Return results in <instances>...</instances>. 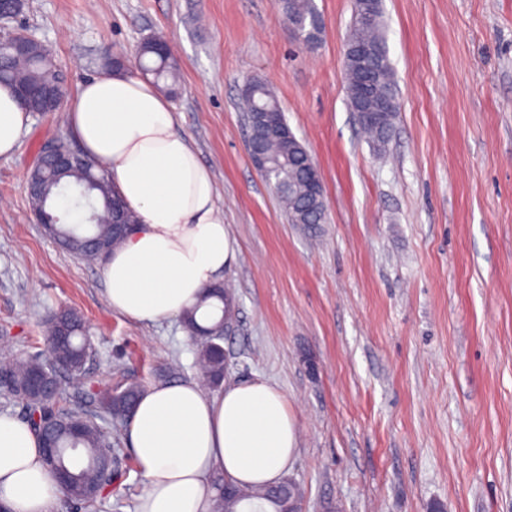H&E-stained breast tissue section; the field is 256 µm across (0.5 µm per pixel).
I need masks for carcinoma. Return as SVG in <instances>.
Returning a JSON list of instances; mask_svg holds the SVG:
<instances>
[{
    "label": "carcinoma",
    "mask_w": 512,
    "mask_h": 512,
    "mask_svg": "<svg viewBox=\"0 0 512 512\" xmlns=\"http://www.w3.org/2000/svg\"><path fill=\"white\" fill-rule=\"evenodd\" d=\"M276 5L286 20H291L299 32L298 42L313 46L318 41L321 15L315 0H276ZM23 30L0 41V84L47 86L53 90V101L42 98L19 100L28 112H50L63 106L66 86L63 74L55 66L50 47L39 40L28 43L23 53L14 51L15 39ZM348 43L368 49L364 59L348 58L343 61L346 88H351L366 69L377 78L378 96L391 101V111L358 122L377 150L388 143L399 109L393 66L384 33L382 10L368 17L360 9H354ZM135 69L143 76L152 78L170 93H176L180 61L171 52L157 50V41L141 42L133 56ZM243 99L247 111L272 116L281 128L288 127L279 100L269 86L257 79L245 83ZM248 143H257L268 158V170L263 178L277 195L293 224L326 223V206L309 196L306 181L316 173V162L307 149L299 147L288 137L265 132L257 126L249 129ZM38 189L30 195L33 211L45 213L50 219L47 236L64 252L77 257L101 260L106 253L94 248V243H106L113 251L122 247L128 236L116 231L112 224V203L119 195L112 188L110 173L96 160L73 163L63 171L43 168L36 174ZM233 299L213 289L208 290L191 308L184 311L180 320L193 338L200 339L197 363L212 385L224 380L226 365L218 345L224 340L225 316L231 314ZM85 322L73 309L61 308L42 326L44 352L20 360H12L0 366V375L9 381L4 390L19 398L26 409L27 422L39 430L35 415L62 417L66 421L80 423L78 432L67 427L57 432V464L67 465L73 479L64 484L65 497L82 512H95L98 500L112 486L120 473V462H112L110 479L104 477L106 452L112 448V433L104 430L91 415L61 405V386L53 395L46 397L28 390L30 377L37 373L57 376L63 371L69 383L78 391L91 387L85 371L89 346L84 336ZM143 389L139 384H118L93 392L98 408L112 418L129 421L133 418ZM214 484L219 489L216 509H236L242 502L263 501L272 512H288V505L298 502L301 488L286 479L275 485L245 487L228 484L218 476Z\"/></svg>",
    "instance_id": "carcinoma-1"
}]
</instances>
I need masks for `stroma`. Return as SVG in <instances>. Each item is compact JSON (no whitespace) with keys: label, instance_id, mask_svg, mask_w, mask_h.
Returning a JSON list of instances; mask_svg holds the SVG:
<instances>
[{"label":"stroma","instance_id":"obj_1","mask_svg":"<svg viewBox=\"0 0 512 512\" xmlns=\"http://www.w3.org/2000/svg\"><path fill=\"white\" fill-rule=\"evenodd\" d=\"M315 2L313 50L275 0H26L0 35L44 40L73 88L100 74L104 49L128 56L152 35L174 47L176 129L212 175L236 250L228 377L287 397L301 512H512V0H382L400 112L381 155L343 78L354 0ZM251 78L315 158L326 223H291L255 168ZM66 131L63 113L32 115L0 158V360L39 351L41 324L67 307L88 328L94 387L198 380L178 319L112 310L101 266L36 223L26 172ZM62 392L118 450L122 476L97 512H137L126 426Z\"/></svg>","mask_w":512,"mask_h":512}]
</instances>
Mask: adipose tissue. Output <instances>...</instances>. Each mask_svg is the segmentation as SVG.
Returning a JSON list of instances; mask_svg holds the SVG:
<instances>
[{
  "label": "adipose tissue",
  "mask_w": 512,
  "mask_h": 512,
  "mask_svg": "<svg viewBox=\"0 0 512 512\" xmlns=\"http://www.w3.org/2000/svg\"><path fill=\"white\" fill-rule=\"evenodd\" d=\"M64 120L139 221L103 266L108 304L138 322L179 316L220 282L235 251L212 176L177 132L172 106L150 82L115 73L81 84ZM29 123L0 85V157L17 152ZM297 441L286 396L265 380L231 381L216 396L194 381L150 386L129 431L144 484L139 512H213L215 476L275 483ZM62 496L37 433L0 416V502L10 512H54Z\"/></svg>",
  "instance_id": "adipose-tissue-1"
}]
</instances>
